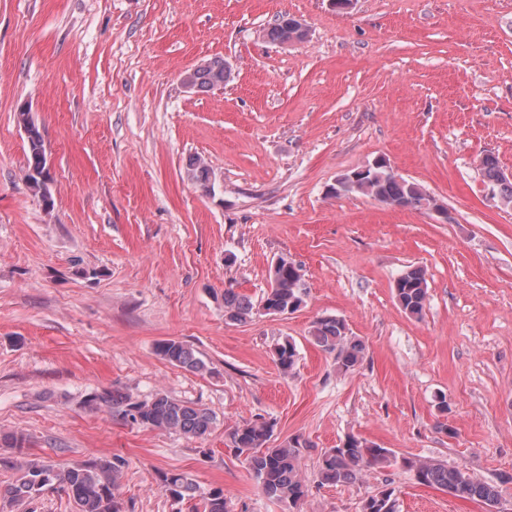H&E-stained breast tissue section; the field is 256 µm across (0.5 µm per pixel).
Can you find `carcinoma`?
I'll use <instances>...</instances> for the list:
<instances>
[{
	"mask_svg": "<svg viewBox=\"0 0 512 512\" xmlns=\"http://www.w3.org/2000/svg\"><path fill=\"white\" fill-rule=\"evenodd\" d=\"M293 16L284 14L266 30V37L276 43L288 40V27ZM221 58L211 59L187 72L197 90L224 86L229 76ZM19 123L27 131L28 168L26 181L34 195L46 205L52 204L51 190L44 173L47 169V153L43 135L22 109ZM484 180L495 191L506 207H512V181L501 179V168L491 155L481 161ZM189 175L206 192L213 189L210 169L201 159L194 158L189 164ZM331 195H361L386 206L413 204L419 210L423 203L433 200L416 182L395 177L384 168L373 170L364 178L339 181ZM271 288L254 304L233 286L224 288V316L233 322L245 323L252 319L259 308L266 314H285L296 311L306 292L303 275L297 270L282 267ZM394 298L401 310L409 317H423L428 297L426 271L419 265H408L394 280ZM309 341L322 351L333 355L336 370L342 373L355 370L365 355V345L352 335L346 321L336 316L320 317L312 322ZM156 353L169 363L194 372L207 369L206 362L192 346L176 340H163L156 344ZM280 369L291 372L297 360L295 342L285 340L274 348ZM87 404L107 407L112 416L143 428L163 429L188 438H201L208 434L215 423V415L198 404L175 399L159 391L147 400H134L117 389H105L94 393ZM273 424L268 421H250L235 426L229 433L230 447L236 456L244 459L257 489L266 497L286 502L300 508L308 495V487L300 475V463L307 442L293 438L279 446H270ZM396 457L388 448H382L364 438L350 437L339 448H332L322 455L317 470V486H336L353 483L369 467L391 465ZM402 464L412 471L417 483L443 489L448 494L467 500L479 501L487 512H501L499 492L495 485L473 477L468 471L448 466L436 460L402 459ZM128 462L121 456L110 461L89 460L67 469L57 470L34 460L17 462L0 457V467L21 472L20 477L6 486L0 485V503L15 507L30 504L47 489L61 492L74 503V512H122L118 498V482ZM163 491L175 502L193 500L192 512H233L229 508L224 489L201 488L182 473H164L160 477Z\"/></svg>",
	"mask_w": 512,
	"mask_h": 512,
	"instance_id": "obj_1",
	"label": "carcinoma"
}]
</instances>
